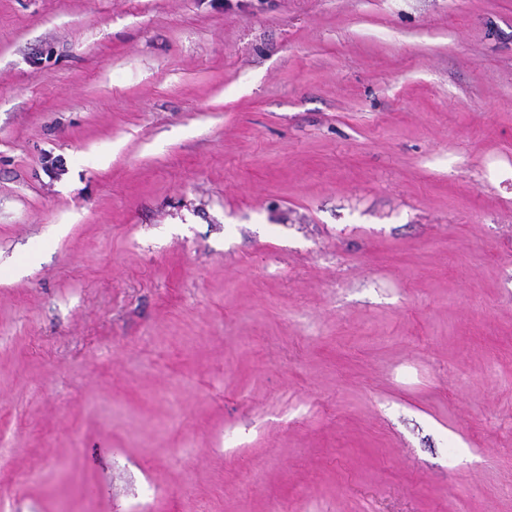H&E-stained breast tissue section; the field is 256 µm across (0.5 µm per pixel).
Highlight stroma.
<instances>
[{"label":"stroma","instance_id":"1","mask_svg":"<svg viewBox=\"0 0 512 512\" xmlns=\"http://www.w3.org/2000/svg\"><path fill=\"white\" fill-rule=\"evenodd\" d=\"M0 512H512V0H0Z\"/></svg>","mask_w":512,"mask_h":512}]
</instances>
